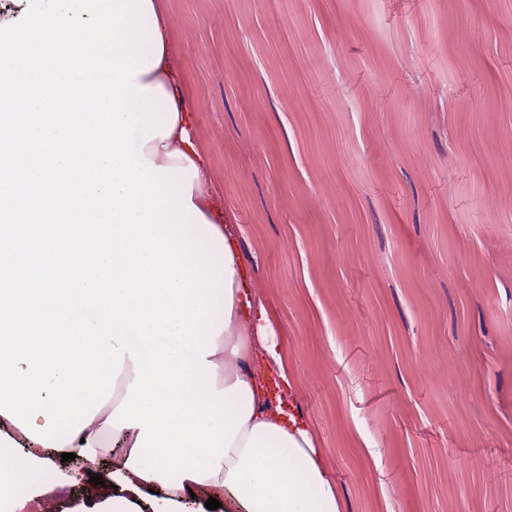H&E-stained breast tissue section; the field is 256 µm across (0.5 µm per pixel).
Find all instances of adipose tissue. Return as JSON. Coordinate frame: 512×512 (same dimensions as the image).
I'll list each match as a JSON object with an SVG mask.
<instances>
[{
	"mask_svg": "<svg viewBox=\"0 0 512 512\" xmlns=\"http://www.w3.org/2000/svg\"><path fill=\"white\" fill-rule=\"evenodd\" d=\"M144 8L150 29L144 47L148 63L137 73L136 85L154 96L167 122V135L154 137L143 152L182 183L191 236L214 254L223 274L216 349L206 361L214 365L215 388L225 393L241 428L217 475L200 481L186 476L173 483L144 480L132 467L138 429L118 430L107 422L135 377L128 359L112 398L67 444L49 448L32 441L0 415V460L8 464L0 472V500L9 502L10 512H26L33 499L54 488L84 482L96 466L94 450L107 435L119 446L123 463L110 475L111 489L87 494L73 512H206L204 504L212 497L221 498L224 512H341L336 486L312 433L294 413L269 401L248 365L261 346L273 368L283 367L275 346L267 342L273 330L268 313L251 296L236 231L208 187L207 160L192 137L194 115L181 99L178 63L160 0H145ZM65 452L76 455V463L62 461Z\"/></svg>",
	"mask_w": 512,
	"mask_h": 512,
	"instance_id": "ef3b65f1",
	"label": "adipose tissue"
}]
</instances>
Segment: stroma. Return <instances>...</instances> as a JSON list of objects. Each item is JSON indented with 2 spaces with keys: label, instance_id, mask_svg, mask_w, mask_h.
I'll list each match as a JSON object with an SVG mask.
<instances>
[{
  "label": "stroma",
  "instance_id": "stroma-1",
  "mask_svg": "<svg viewBox=\"0 0 512 512\" xmlns=\"http://www.w3.org/2000/svg\"><path fill=\"white\" fill-rule=\"evenodd\" d=\"M342 512H512V0H161Z\"/></svg>",
  "mask_w": 512,
  "mask_h": 512
}]
</instances>
